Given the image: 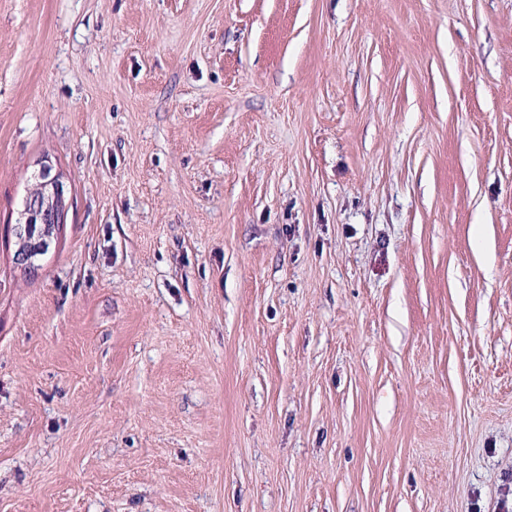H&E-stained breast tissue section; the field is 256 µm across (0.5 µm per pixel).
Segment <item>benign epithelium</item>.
<instances>
[{"label": "benign epithelium", "instance_id": "7a95c632", "mask_svg": "<svg viewBox=\"0 0 512 512\" xmlns=\"http://www.w3.org/2000/svg\"><path fill=\"white\" fill-rule=\"evenodd\" d=\"M34 178L40 195H26L16 222L6 226L7 238L14 244L13 266L22 273L41 269L42 257L56 246L74 204L62 175L51 164H41Z\"/></svg>", "mask_w": 512, "mask_h": 512}]
</instances>
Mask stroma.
<instances>
[{
    "label": "stroma",
    "mask_w": 512,
    "mask_h": 512,
    "mask_svg": "<svg viewBox=\"0 0 512 512\" xmlns=\"http://www.w3.org/2000/svg\"><path fill=\"white\" fill-rule=\"evenodd\" d=\"M0 512L512 499V0H0ZM34 178L40 195L27 193L16 222L6 226L7 238L14 244L13 266L22 273H38L42 257L55 248L61 231L68 224L74 204L62 175L57 171L53 173L50 163H42Z\"/></svg>",
    "instance_id": "stroma-1"
}]
</instances>
